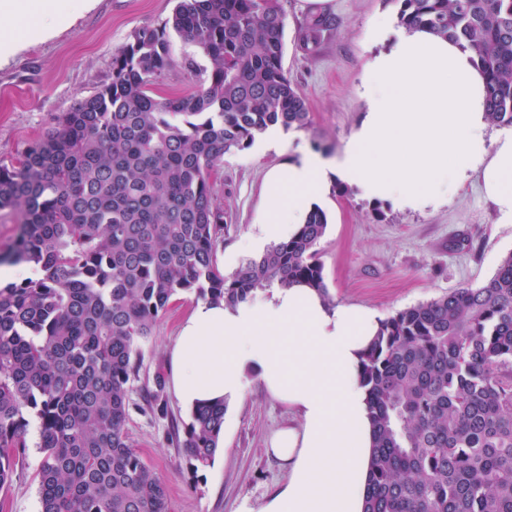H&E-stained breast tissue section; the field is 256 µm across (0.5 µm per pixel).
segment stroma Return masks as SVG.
Returning a JSON list of instances; mask_svg holds the SVG:
<instances>
[{
    "label": "stroma",
    "mask_w": 512,
    "mask_h": 512,
    "mask_svg": "<svg viewBox=\"0 0 512 512\" xmlns=\"http://www.w3.org/2000/svg\"><path fill=\"white\" fill-rule=\"evenodd\" d=\"M177 0H93L74 22L45 40L23 43L0 61V164L39 138L74 104L97 92L112 73V54L144 25L160 26ZM284 69L306 98L310 126L296 132V143L333 155L359 123L364 101L359 94L365 62L377 51L366 29L372 19L398 9L396 0H329L326 10L339 25L316 53L295 39L308 14L301 0H282ZM179 60L156 80L152 91L167 98L185 94L195 80L182 56L209 68L207 57L189 44ZM284 154L247 148L225 154L215 175L218 203L227 228L217 262L233 274L246 260L240 242L253 232L265 209L264 180ZM322 208L328 226L319 259L333 300L377 309L383 316L461 287H476L512 253V224L496 223L478 180H470L444 205L423 212H401L383 202L357 198L332 187ZM196 305L181 295L158 319L142 347V365L130 393L133 408L127 433L143 460L166 483L170 512H240L243 502L260 505L288 479L287 466L270 450L272 434L294 421L287 406L252 386L246 398L228 407L223 450L214 463L191 475L171 435L187 422L176 399L166 353L183 321ZM157 408H149L151 393ZM41 455L30 449L13 484L0 490V512H40L37 471Z\"/></svg>",
    "instance_id": "obj_1"
}]
</instances>
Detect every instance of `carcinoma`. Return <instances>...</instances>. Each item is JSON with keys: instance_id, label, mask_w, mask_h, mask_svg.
<instances>
[{"instance_id": "1", "label": "carcinoma", "mask_w": 512, "mask_h": 512, "mask_svg": "<svg viewBox=\"0 0 512 512\" xmlns=\"http://www.w3.org/2000/svg\"><path fill=\"white\" fill-rule=\"evenodd\" d=\"M399 20L471 51L490 121L512 126V0H398ZM338 25L312 17L315 50ZM281 0H178L112 56V79L0 165V210L21 215L0 264L34 275L0 287V490L38 422L40 512H169L167 488L126 425L141 347L176 301L232 306L277 282L327 292L317 245L326 213L232 275L216 252L224 155L279 125L305 130V98L283 68ZM211 67L190 92L150 86L174 62L169 32ZM374 446L363 512H512V253L479 287L384 319L364 355ZM226 404L192 411L175 439L192 476L222 450Z\"/></svg>"}]
</instances>
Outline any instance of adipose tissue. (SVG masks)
I'll use <instances>...</instances> for the list:
<instances>
[{
  "instance_id": "adipose-tissue-1",
  "label": "adipose tissue",
  "mask_w": 512,
  "mask_h": 512,
  "mask_svg": "<svg viewBox=\"0 0 512 512\" xmlns=\"http://www.w3.org/2000/svg\"><path fill=\"white\" fill-rule=\"evenodd\" d=\"M0 58L73 20L56 0H0ZM366 35L381 49L365 64L366 111L333 159L295 149L266 183L267 207L242 248L289 239L333 185L422 212L447 202L472 175L502 224L512 223V128L486 116V83L469 52L380 14ZM381 313L331 301L305 284L275 286L228 307L199 301L168 350L185 408L242 400L258 384L295 414L270 440L288 482L241 512H362L372 448L360 363Z\"/></svg>"
}]
</instances>
